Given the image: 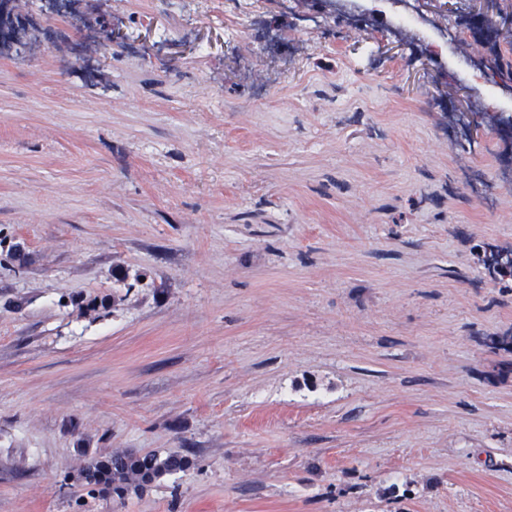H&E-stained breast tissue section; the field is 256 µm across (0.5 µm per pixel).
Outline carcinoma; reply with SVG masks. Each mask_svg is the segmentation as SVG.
Returning a JSON list of instances; mask_svg holds the SVG:
<instances>
[{
  "label": "carcinoma",
  "instance_id": "carcinoma-1",
  "mask_svg": "<svg viewBox=\"0 0 512 512\" xmlns=\"http://www.w3.org/2000/svg\"><path fill=\"white\" fill-rule=\"evenodd\" d=\"M189 459L180 454L160 457L156 454L137 456L116 453L94 461L82 472L89 493L108 492L123 497L131 487L139 488L153 483L160 476L185 469Z\"/></svg>",
  "mask_w": 512,
  "mask_h": 512
}]
</instances>
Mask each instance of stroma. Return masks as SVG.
<instances>
[{"label":"stroma","mask_w":512,"mask_h":512,"mask_svg":"<svg viewBox=\"0 0 512 512\" xmlns=\"http://www.w3.org/2000/svg\"><path fill=\"white\" fill-rule=\"evenodd\" d=\"M72 11L16 0L0 49V512H512V281L477 257L512 251V141L448 139L512 31L439 82L306 0ZM122 452L191 464L89 495Z\"/></svg>","instance_id":"35a3bbf8"}]
</instances>
